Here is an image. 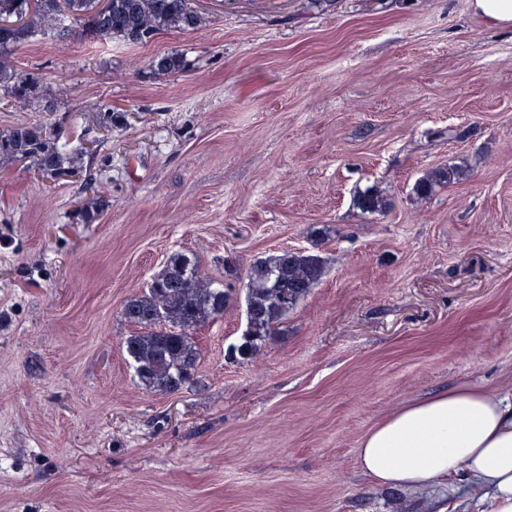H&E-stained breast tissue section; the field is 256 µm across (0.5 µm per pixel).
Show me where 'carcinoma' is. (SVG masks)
<instances>
[{
    "instance_id": "1",
    "label": "carcinoma",
    "mask_w": 512,
    "mask_h": 512,
    "mask_svg": "<svg viewBox=\"0 0 512 512\" xmlns=\"http://www.w3.org/2000/svg\"><path fill=\"white\" fill-rule=\"evenodd\" d=\"M106 11L98 0H0V98L6 103L39 107L43 102L40 77L16 72L4 52L26 44L38 33L60 37L78 32L97 43L138 45L167 30L195 31L208 21L194 0H109ZM183 54L158 56L152 68L159 75L185 70ZM26 160L46 177L74 173L80 153L58 147L57 135L41 124L21 123L0 130V166ZM447 167L433 168L419 178L412 194L432 195L452 180ZM364 214L383 212L388 202L375 187L354 197ZM326 274V261L302 249L280 250L246 269V328L227 348L233 361L257 356L276 335L282 320L302 303ZM234 289L205 277L195 255L171 253L164 268L138 297L127 300L125 319L139 331L124 340L125 352L141 385L150 390L178 393L193 380L199 353L191 332L224 314Z\"/></svg>"
}]
</instances>
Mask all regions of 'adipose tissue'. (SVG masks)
Listing matches in <instances>:
<instances>
[{"label":"adipose tissue","mask_w":512,"mask_h":512,"mask_svg":"<svg viewBox=\"0 0 512 512\" xmlns=\"http://www.w3.org/2000/svg\"><path fill=\"white\" fill-rule=\"evenodd\" d=\"M375 481L424 487L466 474L483 512H512V399L467 386L409 404L371 429L358 449Z\"/></svg>","instance_id":"1"}]
</instances>
